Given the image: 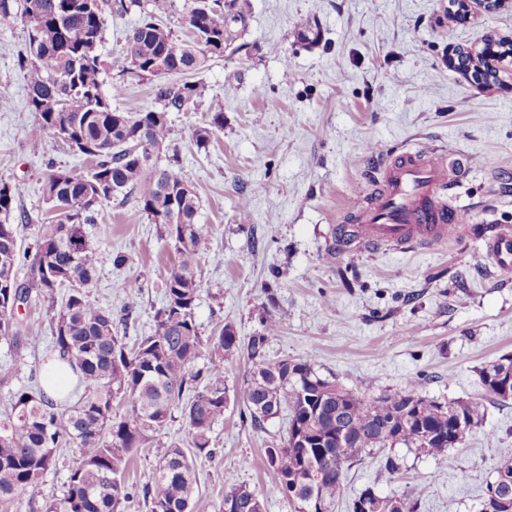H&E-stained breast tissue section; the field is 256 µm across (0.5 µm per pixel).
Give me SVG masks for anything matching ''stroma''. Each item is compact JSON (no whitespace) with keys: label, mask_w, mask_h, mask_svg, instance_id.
<instances>
[{"label":"stroma","mask_w":512,"mask_h":512,"mask_svg":"<svg viewBox=\"0 0 512 512\" xmlns=\"http://www.w3.org/2000/svg\"><path fill=\"white\" fill-rule=\"evenodd\" d=\"M249 27L236 54L209 61L206 90L195 109L171 115L170 149L200 199L201 289L195 312L202 337L233 324L241 339L271 310L279 329L269 360L305 359L347 390L366 396L421 381L423 396L445 402L484 398L478 371L512 354V279L486 258L482 235L512 225V88H478L448 66V51L480 37H512V0L494 13L449 20L448 0H249ZM138 11L106 14L105 84L116 80L125 32ZM320 38L309 44L297 22ZM23 24L0 27V182L16 190L26 280L42 224L51 218L42 186L48 165L79 172L86 160L59 139L32 149L35 115L26 106ZM224 102V128L204 146L212 99ZM446 148L466 165L458 189L466 229L445 243L411 253L368 250L336 238L352 224L349 208L368 197L375 171L390 155ZM248 208H241V200ZM99 262L92 301L120 317L124 281L142 285L139 304L118 334L127 345L151 333L163 304L162 281L176 260L157 225L134 206H105L87 225ZM122 252L129 261L115 267ZM23 335L35 345L0 338V414L21 389L42 390L43 369L56 357L51 314L37 295L20 305ZM287 417L254 427L244 405L230 399L213 427V456L196 453L182 417L134 454L124 480V512H151L144 495L157 468V448L178 443L192 456L197 488L193 512H224V480L253 489L264 512H294L267 469L264 450L285 435ZM398 472L380 471L362 455L349 468L342 499L348 512L370 487L380 496L418 501L416 512H481L500 461L512 459V400H487L483 424L439 459L396 446ZM75 451L61 448L38 496H20L15 512H40L44 498L69 483Z\"/></svg>","instance_id":"stroma-1"}]
</instances>
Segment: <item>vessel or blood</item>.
Masks as SVG:
<instances>
[{
    "mask_svg": "<svg viewBox=\"0 0 512 512\" xmlns=\"http://www.w3.org/2000/svg\"><path fill=\"white\" fill-rule=\"evenodd\" d=\"M463 165L435 149L405 151L377 170L379 193L368 206L353 207L356 233L371 249L416 251L446 241L460 229L464 208L440 200ZM486 255L501 276L512 275V228L499 226L484 240Z\"/></svg>",
    "mask_w": 512,
    "mask_h": 512,
    "instance_id": "1",
    "label": "vessel or blood"
}]
</instances>
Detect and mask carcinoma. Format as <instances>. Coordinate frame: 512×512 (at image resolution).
<instances>
[{"label": "carcinoma", "instance_id": "1", "mask_svg": "<svg viewBox=\"0 0 512 512\" xmlns=\"http://www.w3.org/2000/svg\"><path fill=\"white\" fill-rule=\"evenodd\" d=\"M139 9V20L126 32L124 62L112 97L103 90L104 60L100 52L105 10L122 16ZM170 0H0V27L21 21L28 29L27 107L36 114L28 132L32 145L52 134L88 161L82 173L50 167L43 196L55 213L43 228L27 283L18 281L19 257L14 220L16 191L0 183V283L14 284L26 301L31 289L53 311L54 344L59 356L79 374L87 394L73 404L57 405L43 393L22 390L10 411L0 417V512H12L23 494L39 493L56 450L74 447L78 458L67 490L48 499L42 512H123L130 498L122 479L126 464L146 448L152 434L180 412L191 433V445L211 454V433L224 417L226 363L243 354L252 363L237 393L251 424L288 412L287 435L265 448L276 483L295 512H308L310 499L328 510L343 496L344 479L354 458L398 444L427 454L447 456L448 449L483 423L482 399L440 402L420 393L415 381L407 388L364 397L343 388L333 376H322L302 359L267 358L269 336L279 328L266 312L261 331L241 342L235 327L224 324L204 339L195 319L201 288L196 267L201 236L196 217L199 198L179 172L178 158L159 165V154L172 133L170 114L187 112L201 98L199 75L212 59L224 57L249 24L248 0H190L182 24L187 34L165 23ZM129 79L157 81L156 106L144 112L112 107ZM206 127L193 130L195 141L208 142L224 129V104L209 107ZM134 203L160 226L178 255L163 279L164 305L155 315V329L127 350L114 335L112 312L94 303L88 288L99 257L85 226L97 220L102 207ZM69 291L60 296L59 289ZM17 308L0 288V337L34 343L20 336ZM205 370L193 371L203 351ZM485 396L506 402L495 384L512 378V355H503L479 370ZM124 410L113 412L114 401ZM345 431L347 447L336 443ZM512 484V460L502 461L487 492ZM196 484L192 463L176 443L159 455L151 496V512H189ZM237 512H264L258 495L235 481L225 484L224 499ZM414 512L416 502L397 495L381 497L366 487L349 504L350 512Z\"/></svg>", "mask_w": 512, "mask_h": 512}]
</instances>
